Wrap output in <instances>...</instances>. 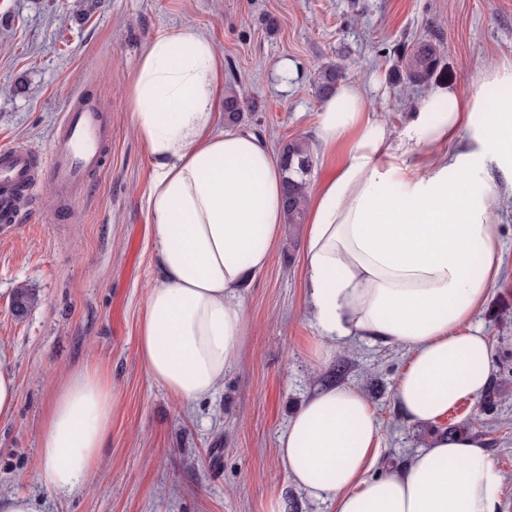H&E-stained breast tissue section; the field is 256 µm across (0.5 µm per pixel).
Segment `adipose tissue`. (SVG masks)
Listing matches in <instances>:
<instances>
[{"mask_svg":"<svg viewBox=\"0 0 512 512\" xmlns=\"http://www.w3.org/2000/svg\"><path fill=\"white\" fill-rule=\"evenodd\" d=\"M224 62L205 33L158 34L129 89L148 150L146 210L159 276L146 290L137 352L181 405L212 397L242 355L240 290L264 269L285 222L284 173L264 139L216 126ZM344 146L307 202L306 295L325 353L357 339L411 354L396 399L433 424L484 391L489 342L476 316L504 254L495 205L474 188L484 154L512 183V98L428 93L404 135L370 114L355 83L323 99L312 151ZM113 386L86 367L58 387L40 433L49 493L86 487L112 428ZM381 425L363 393L311 395L279 437L282 469L335 512H501L504 476L470 432L438 439L376 470Z\"/></svg>","mask_w":512,"mask_h":512,"instance_id":"obj_1","label":"adipose tissue"}]
</instances>
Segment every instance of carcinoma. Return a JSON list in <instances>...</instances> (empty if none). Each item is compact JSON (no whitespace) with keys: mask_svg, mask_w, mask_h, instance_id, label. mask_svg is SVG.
<instances>
[{"mask_svg":"<svg viewBox=\"0 0 512 512\" xmlns=\"http://www.w3.org/2000/svg\"><path fill=\"white\" fill-rule=\"evenodd\" d=\"M398 53L402 63L398 79L407 86L427 84L440 78L443 74L440 44L431 40H422L412 48L399 46ZM342 80L340 69L334 64L321 68L319 75V92L330 93ZM243 97L234 90L224 97V118L230 124H237L243 118ZM280 162L286 173L285 203L286 224L293 228L302 223L305 215V202L309 196V170L313 154L309 143L303 138L294 139L285 144L279 152Z\"/></svg>","mask_w":512,"mask_h":512,"instance_id":"obj_1","label":"carcinoma"}]
</instances>
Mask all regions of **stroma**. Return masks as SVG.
Returning <instances> with one entry per match:
<instances>
[{
	"label": "stroma",
	"instance_id": "stroma-1",
	"mask_svg": "<svg viewBox=\"0 0 512 512\" xmlns=\"http://www.w3.org/2000/svg\"><path fill=\"white\" fill-rule=\"evenodd\" d=\"M186 24L223 58L225 85L244 92L242 128L275 152L312 139L318 70L329 62L402 134L427 92L393 77L403 42L439 39L447 86L464 102L480 91L512 96V85L478 82L512 64V0H0V149L24 143L47 153L80 89L112 120L111 161L83 200L60 211L41 185L17 227L0 233V349L18 389L14 417L0 422V494L28 491L44 512H331L281 470L278 438L307 397L336 384L361 390L376 412L386 464L472 422L504 475L503 512H512V185L492 156L478 180L498 203L506 272L477 320L493 401L465 399L437 423H413L395 399L407 350L356 341L324 355L306 302L302 226L283 232L246 282L244 355L212 400L183 408L148 378L137 336L158 277L145 206L152 172L128 86L156 33ZM22 289L36 300L20 313ZM93 362L112 375V430L87 487L52 495L37 480L44 412L61 380Z\"/></svg>",
	"mask_w": 512,
	"mask_h": 512
}]
</instances>
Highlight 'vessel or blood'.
<instances>
[{
	"label": "vessel or blood",
	"instance_id": "b4317fda",
	"mask_svg": "<svg viewBox=\"0 0 512 512\" xmlns=\"http://www.w3.org/2000/svg\"><path fill=\"white\" fill-rule=\"evenodd\" d=\"M112 143V123L83 93H75L46 156L38 157L23 145L0 149V230L17 224L23 199L33 198L41 184H49L58 204L72 207L91 173L105 165Z\"/></svg>",
	"mask_w": 512,
	"mask_h": 512
}]
</instances>
